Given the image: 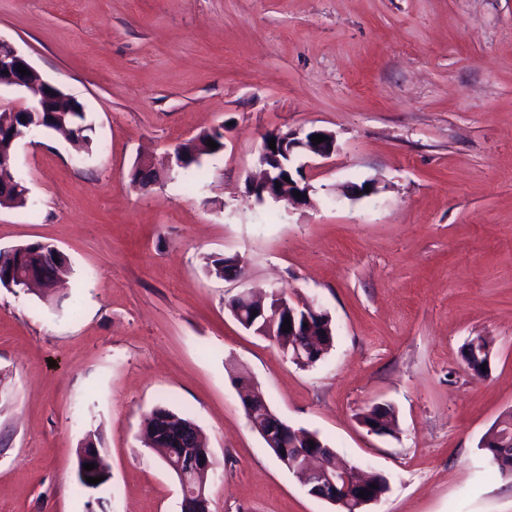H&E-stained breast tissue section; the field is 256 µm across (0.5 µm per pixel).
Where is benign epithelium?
<instances>
[{"label": "benign epithelium", "instance_id": "benign-epithelium-1", "mask_svg": "<svg viewBox=\"0 0 512 512\" xmlns=\"http://www.w3.org/2000/svg\"><path fill=\"white\" fill-rule=\"evenodd\" d=\"M24 66L29 74L18 73L17 67ZM8 86L19 90L31 91L34 98L29 103L17 105L8 110V114H23L32 117V126L39 127L45 122V118L53 117L54 123H59L58 115L62 109L58 102L65 98V93L56 85L44 81L35 71L26 55L18 50L10 42L0 39V87ZM314 135H323L326 141L315 145L311 141ZM275 139V149H270L269 139ZM304 149L314 156L321 158L330 157L336 150L335 136L325 130H313L305 137H299L297 131H276L264 136L262 149L258 163L263 167V177L251 186V193L259 199L266 197L274 200H283L297 205H305L310 202L311 185L303 178L296 179L293 174H288L290 181H285L279 176V170L284 168L282 157L293 160L297 149ZM281 187H276V184ZM298 191L302 197L293 195ZM16 287L22 290L44 288V284L36 270L29 269L17 275ZM239 307H229L231 315L236 319H243L244 308L251 307L252 319H264L265 324L257 331L260 336L266 337L272 342H277V337L288 335L290 341L286 354L291 360L304 362L313 353V349L306 345L300 336L303 332L296 325V319L304 317L309 322L311 317H319L325 314L316 302L302 301L293 303L284 294L279 292L257 293L247 291L234 297ZM290 319L291 330L282 331L285 319ZM241 404L245 415L252 427L268 448L274 449L276 456L281 458L283 448H297L299 442L310 445L316 440L313 434L304 433L293 428L284 420L274 416V412L268 405L262 390L249 379L237 383ZM164 462L179 475L182 492L181 512H209L205 497L199 494L196 487L192 486L194 480L200 475H206L215 469V459L210 449L198 448L188 457L174 458L172 449L162 450ZM288 470L295 473L306 488L307 493L315 498L324 500L336 508L351 507L357 512H370V507L379 503L388 493L386 484L388 478L381 473H370L361 476L354 483L348 482V474L352 467L347 465H328L316 452L302 453L296 463ZM365 492L367 498L359 497V492Z\"/></svg>", "mask_w": 512, "mask_h": 512}]
</instances>
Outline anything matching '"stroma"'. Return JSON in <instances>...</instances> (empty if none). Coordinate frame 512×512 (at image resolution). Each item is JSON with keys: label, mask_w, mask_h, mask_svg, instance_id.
<instances>
[{"label": "stroma", "mask_w": 512, "mask_h": 512, "mask_svg": "<svg viewBox=\"0 0 512 512\" xmlns=\"http://www.w3.org/2000/svg\"><path fill=\"white\" fill-rule=\"evenodd\" d=\"M0 37L95 127L87 151L20 140L29 202L0 208V249L46 242L71 266L57 306L0 288V512H180L141 439L160 407L206 438L212 512H336L252 430L239 373L388 477L372 512H512L479 447L512 409V0H0ZM287 129L336 137L293 160L309 206L246 192ZM204 130L224 135L204 181L134 186L137 159ZM224 255L242 265L226 281L206 271ZM252 288L317 300L332 349L300 366L245 330L227 303ZM473 336L493 341L481 378ZM381 401L395 435L357 420ZM89 438L112 472L96 490Z\"/></svg>", "instance_id": "obj_1"}]
</instances>
